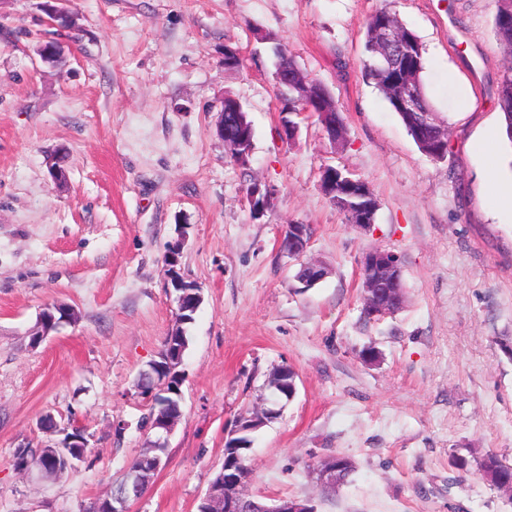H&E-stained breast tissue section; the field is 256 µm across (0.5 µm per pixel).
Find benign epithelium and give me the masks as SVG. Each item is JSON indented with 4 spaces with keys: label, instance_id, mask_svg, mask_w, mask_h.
I'll list each match as a JSON object with an SVG mask.
<instances>
[{
    "label": "benign epithelium",
    "instance_id": "1",
    "mask_svg": "<svg viewBox=\"0 0 512 512\" xmlns=\"http://www.w3.org/2000/svg\"><path fill=\"white\" fill-rule=\"evenodd\" d=\"M67 0H53V4L45 5L47 18L45 22L51 28L73 29L75 20L72 13L65 7ZM60 45L50 38L40 43L36 52L41 61L56 65L55 52ZM274 190L260 183H253L246 201L250 212L254 216L264 214L274 205ZM310 242L309 225L289 224L281 233L279 248L282 253L301 260L300 283L305 288H311L324 279L327 274L326 267L319 261L303 260L306 256ZM179 246H174L167 251L166 272L173 287L177 291L176 314L180 315L178 321H183L181 315L189 311L186 300L194 299V304H199L202 299L200 288L192 281H186L176 270L179 264ZM361 286L367 292L368 301L365 305V316L368 319H376L390 315L395 311L394 304L396 296L403 286L402 268L398 258L391 252L373 248L365 252L361 259ZM73 313L61 307L48 309L41 315L37 338H42L55 330L60 323L72 318ZM297 374L290 368L282 365L277 367L270 375V379L276 390L281 393L285 402L293 400L296 394ZM182 383L181 372L170 374L168 377L156 384V389L162 393L181 397L180 386ZM279 410L270 407L259 409L250 417H240L236 420L234 428L226 440L232 448H248L249 434L265 423L275 419ZM88 440L83 429L73 426L71 432L66 434L62 446L53 448L61 466L58 467L54 476L61 477L74 466V460L69 451L72 448H86ZM342 468L340 458L329 456L321 459L313 468V474L318 483L327 491L334 492L339 481V471ZM246 484L237 472L231 467H222L212 481L209 493L203 502L201 512H240L244 499ZM130 496L125 490L113 492L95 504L93 512H128ZM263 512H313L304 502L295 498L274 499L263 507Z\"/></svg>",
    "mask_w": 512,
    "mask_h": 512
}]
</instances>
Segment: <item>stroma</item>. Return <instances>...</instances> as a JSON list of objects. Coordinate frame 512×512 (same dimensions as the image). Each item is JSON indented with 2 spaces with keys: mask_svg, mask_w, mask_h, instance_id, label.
<instances>
[{
  "mask_svg": "<svg viewBox=\"0 0 512 512\" xmlns=\"http://www.w3.org/2000/svg\"><path fill=\"white\" fill-rule=\"evenodd\" d=\"M45 2L0 0V512H87L155 439L136 382L178 327L164 264L177 243L203 302L183 327L181 416L130 512H197L225 436L270 398L281 365L297 393L252 435L250 495L316 512H512L511 496L454 465L486 452L512 464V218L471 149L495 131L512 180L498 0L394 2L449 126L440 161L362 77L364 23L385 0H70L80 31L63 33L60 70L35 53ZM228 46L239 68H225ZM279 46L330 90L345 145L310 112L281 140ZM228 92L253 128L244 166L216 134ZM60 153L61 183L50 169ZM326 165L368 184L373 224H348L330 204ZM256 181L276 192L257 220L245 201ZM292 223L310 226L308 254L328 269L310 288L279 249ZM372 248L399 257L405 287L403 307L380 320L362 312ZM50 305L75 317L33 342ZM48 414L85 430L88 456L59 478L19 474L18 447L62 440L42 429ZM329 455L355 464L333 494L309 471Z\"/></svg>",
  "mask_w": 512,
  "mask_h": 512,
  "instance_id": "1",
  "label": "stroma"
}]
</instances>
